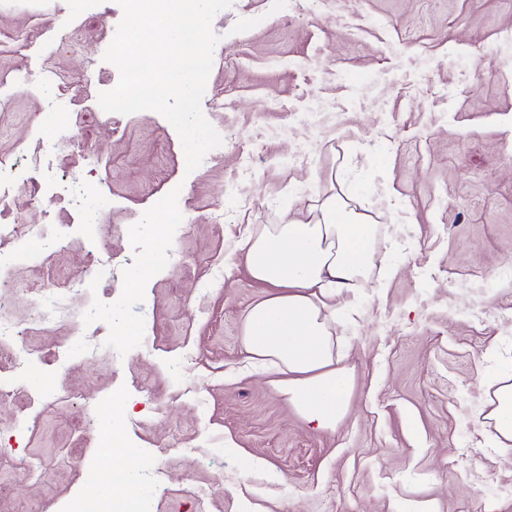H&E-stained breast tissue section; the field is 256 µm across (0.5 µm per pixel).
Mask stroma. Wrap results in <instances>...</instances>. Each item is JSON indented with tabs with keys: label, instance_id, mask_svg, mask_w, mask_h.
Masks as SVG:
<instances>
[{
	"label": "stroma",
	"instance_id": "stroma-1",
	"mask_svg": "<svg viewBox=\"0 0 512 512\" xmlns=\"http://www.w3.org/2000/svg\"><path fill=\"white\" fill-rule=\"evenodd\" d=\"M121 18L115 0H0V78L54 76L0 109V156L84 188L75 203L37 178L0 210L89 229L9 270L18 342L66 394L41 390L14 362L18 342L0 343V376L17 380L0 398V512H62L85 460L105 469L114 428L137 450L147 512H512V447L487 418L512 352V10L234 0L212 22L201 104L223 144L190 173L162 115L98 104L119 78L103 55ZM62 100L72 143L47 154V110ZM173 192V261L131 290L154 248L145 224ZM334 195L380 224L389 259L336 311L349 410L318 433L245 360L242 323L265 289L241 243ZM99 259L111 283L89 281ZM49 288L67 292V315L33 323ZM86 318L90 351L72 333ZM141 324L145 348L123 334Z\"/></svg>",
	"mask_w": 512,
	"mask_h": 512
}]
</instances>
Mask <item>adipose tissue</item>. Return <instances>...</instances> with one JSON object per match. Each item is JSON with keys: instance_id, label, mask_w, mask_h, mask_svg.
Segmentation results:
<instances>
[{"instance_id": "1", "label": "adipose tissue", "mask_w": 512, "mask_h": 512, "mask_svg": "<svg viewBox=\"0 0 512 512\" xmlns=\"http://www.w3.org/2000/svg\"><path fill=\"white\" fill-rule=\"evenodd\" d=\"M383 247L378 225L336 196L315 219L265 224L242 243L252 279L269 289L244 318L243 347L313 431L335 432L348 411L349 369L336 351L332 320L340 300L367 282ZM491 404L496 432L511 443L512 356ZM105 455L98 512H115L119 496L134 489L132 458L111 444Z\"/></svg>"}]
</instances>
